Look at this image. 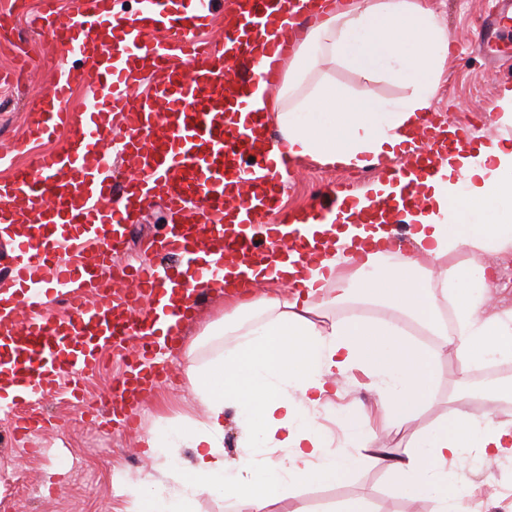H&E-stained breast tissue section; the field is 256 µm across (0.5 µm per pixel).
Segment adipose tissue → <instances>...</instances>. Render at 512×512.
Instances as JSON below:
<instances>
[{"label":"adipose tissue","mask_w":512,"mask_h":512,"mask_svg":"<svg viewBox=\"0 0 512 512\" xmlns=\"http://www.w3.org/2000/svg\"><path fill=\"white\" fill-rule=\"evenodd\" d=\"M448 52L447 29L421 0H349L311 28L290 59L276 64L283 77L273 105L280 143L297 159L378 166L376 180L358 192L376 195L392 177L397 147L423 123ZM313 56L368 81L386 77L410 93L391 102L324 79L301 90L296 77ZM501 103L508 111L497 137L476 153L444 162L436 179L421 180L427 207L406 217L409 254L377 251L359 259L348 253L344 235L319 266L277 261L258 272L257 281L278 285V292L225 288L224 316L205 333H230L240 342L203 367L187 356L184 374L205 418L185 415L145 436L148 454L167 462L157 473L125 481L131 512H197L204 495L228 501L231 512H275L287 505L290 485L324 482L356 466L345 450L349 444L376 449V462L395 475L400 494H432L442 512H458L449 463L472 448L486 456L511 451L512 424L476 420L459 408L447 424L415 432L410 451L400 456L379 450L377 429L412 421L421 402L434 396L431 358L404 340L400 316L416 320L440 348L449 340L439 312L453 303L463 369L490 358L512 360V309L491 311L498 272L482 261L512 252V148L506 144L512 89L503 88ZM489 208L503 209L505 221H455ZM353 299L388 302L400 315L375 324L319 320L320 311ZM355 369L372 377L380 417L363 412L343 421L344 442L334 447L318 417L334 410L340 377ZM230 407L246 426L231 463L224 458V411ZM175 448L194 449V464L172 461Z\"/></svg>","instance_id":"1"}]
</instances>
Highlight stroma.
I'll list each match as a JSON object with an SVG mask.
<instances>
[{
	"mask_svg": "<svg viewBox=\"0 0 512 512\" xmlns=\"http://www.w3.org/2000/svg\"><path fill=\"white\" fill-rule=\"evenodd\" d=\"M448 28L459 53L449 56L439 76L432 100V111H449L451 120L470 125L475 112L490 97L500 95L501 77L512 67V30H501L495 66H488L471 48L472 31L484 9V0H423ZM55 47L43 35L20 22L9 40L0 39V72L10 74L9 83L0 84V151L21 135L29 99L50 84L53 73L45 60ZM310 79L325 78L350 92L369 91L375 96L398 100L408 90L387 80L367 81L351 70L328 62L319 63ZM355 170L328 166L304 158L294 167L284 186L281 203L290 210L302 211L313 206L317 198L333 189L337 181L356 180ZM169 221L161 199L145 203L140 217L128 225L122 263L136 265L148 257L146 246ZM224 314L220 295L202 298L193 321L182 336L183 345L195 344L199 362L208 361L220 347H231L235 339L204 335V327ZM432 353L436 382L432 403L417 410L412 425L392 427L381 432L382 446L394 453L407 451L414 430L445 422L456 404L460 389V361L455 346ZM181 347L171 348L172 380L155 387L143 405L133 434L105 432L88 425L80 411L68 403L63 393H50L36 405L48 419L43 433L34 436L29 448L10 445L7 422L0 417V512H127L128 498L123 478H137L153 471L156 461L143 454L140 441L154 426L166 425L169 419L189 412L202 416L182 371ZM336 414L348 417L371 408L377 395L362 375L340 381ZM355 456L361 464L347 476L326 484L293 486L294 505L301 512H339L348 503L362 505L364 512H438L437 499L431 495L402 496L394 487V476L386 467L367 460L366 449L358 448ZM460 488L465 512H512V455L481 457L468 452L460 462L450 465Z\"/></svg>",
	"mask_w": 512,
	"mask_h": 512,
	"instance_id": "stroma-1",
	"label": "stroma"
}]
</instances>
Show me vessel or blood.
<instances>
[{
	"label": "vessel or blood",
	"instance_id": "vessel-or-blood-1",
	"mask_svg": "<svg viewBox=\"0 0 512 512\" xmlns=\"http://www.w3.org/2000/svg\"><path fill=\"white\" fill-rule=\"evenodd\" d=\"M100 2L72 0L68 10L50 6L34 18L60 55L11 149L23 151L63 126L71 135L0 183V234L11 247L10 270L0 278V415L13 420L19 446L43 427L17 415L19 400L34 403L60 388L80 400L81 382L105 348L122 358L125 371L106 412H85L101 428L133 430L146 393L170 377L160 326L196 315L195 304L183 300V278L212 282L232 267L246 290L252 270L279 247L310 263L328 245L321 235L305 237L294 215L279 211L280 169L291 160L265 128L260 102L278 81L265 59H287L298 24L317 23L337 0H234L219 46L200 36L213 24V0H140L129 17ZM509 22L512 12L495 0L476 26L475 53H485ZM162 30L174 31V41L159 38ZM146 56L153 62L147 74L139 64ZM76 87L89 93L80 112L70 106ZM114 131L136 171L119 187L103 149ZM470 144L468 130L426 121L405 143L407 161L395 169L389 192L360 208L340 183L307 219L402 224L423 205L417 180L436 177L442 160ZM155 197L169 222L150 244L153 260L120 265L127 224ZM42 284L68 300L66 317L36 312ZM11 387L17 398L8 397Z\"/></svg>",
	"mask_w": 512,
	"mask_h": 512
}]
</instances>
